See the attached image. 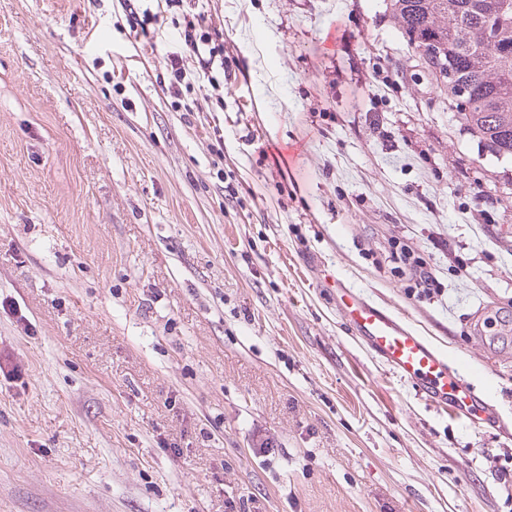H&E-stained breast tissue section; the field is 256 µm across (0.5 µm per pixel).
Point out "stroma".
Listing matches in <instances>:
<instances>
[{"label": "stroma", "mask_w": 512, "mask_h": 512, "mask_svg": "<svg viewBox=\"0 0 512 512\" xmlns=\"http://www.w3.org/2000/svg\"><path fill=\"white\" fill-rule=\"evenodd\" d=\"M186 12L223 101L172 77ZM420 70L386 0H0V512H512V160ZM338 278L498 423L389 373ZM175 29L179 39L198 58L199 68L194 75L198 89L205 90L208 86L213 89L220 87V81L216 75L219 69L222 70L224 84V44L218 43L217 36L213 40L209 31H203L202 21L195 16H183L182 22H178V27ZM199 29L200 34H198ZM392 254L394 258L396 257L397 260L409 266L414 283L413 289L417 296L431 297L436 293L434 275L423 257L415 255L414 252H409L403 247L400 249V254L396 250L392 251Z\"/></svg>", "instance_id": "obj_1"}]
</instances>
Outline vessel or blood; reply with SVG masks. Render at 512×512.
Wrapping results in <instances>:
<instances>
[{"mask_svg":"<svg viewBox=\"0 0 512 512\" xmlns=\"http://www.w3.org/2000/svg\"><path fill=\"white\" fill-rule=\"evenodd\" d=\"M336 306L351 333L392 374L414 384L421 395L459 418L480 410L483 397L465 386V370L451 369L447 354L391 311L347 287L337 294Z\"/></svg>","mask_w":512,"mask_h":512,"instance_id":"b4317fda","label":"vessel or blood"}]
</instances>
